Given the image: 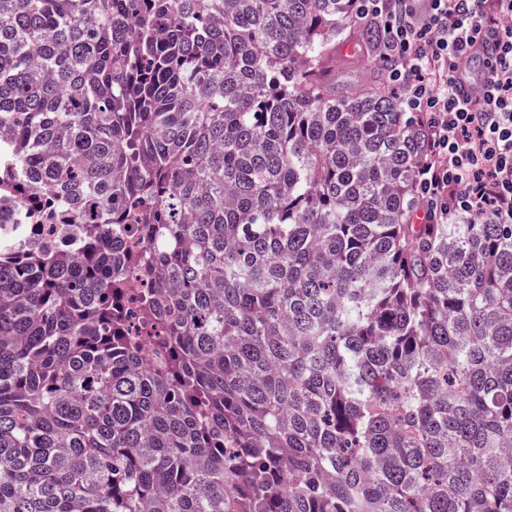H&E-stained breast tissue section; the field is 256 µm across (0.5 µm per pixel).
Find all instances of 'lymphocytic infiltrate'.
Masks as SVG:
<instances>
[{
    "label": "lymphocytic infiltrate",
    "mask_w": 512,
    "mask_h": 512,
    "mask_svg": "<svg viewBox=\"0 0 512 512\" xmlns=\"http://www.w3.org/2000/svg\"><path fill=\"white\" fill-rule=\"evenodd\" d=\"M383 27L389 80L409 111L425 113L429 162L419 171L427 222L461 213L512 224V0H355ZM492 55L469 70L477 40ZM476 97L459 93L463 81Z\"/></svg>",
    "instance_id": "obj_1"
}]
</instances>
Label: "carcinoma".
Here are the masks:
<instances>
[{"label":"carcinoma","mask_w":512,"mask_h":512,"mask_svg":"<svg viewBox=\"0 0 512 512\" xmlns=\"http://www.w3.org/2000/svg\"><path fill=\"white\" fill-rule=\"evenodd\" d=\"M354 0H0V512H512V224H416ZM374 59L361 56L359 61L350 67H340L336 71V85L347 87L361 83L364 76L368 75L371 68L374 67Z\"/></svg>","instance_id":"obj_1"}]
</instances>
